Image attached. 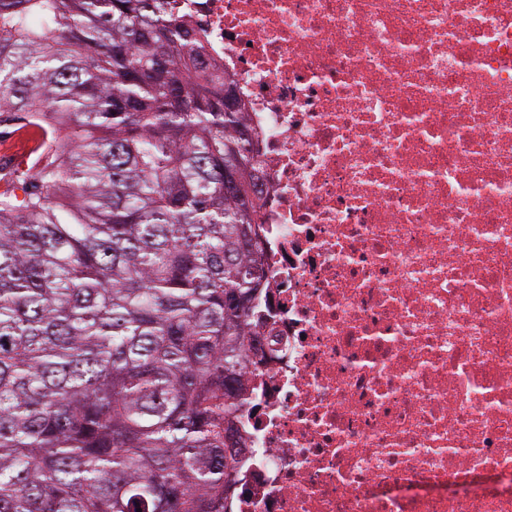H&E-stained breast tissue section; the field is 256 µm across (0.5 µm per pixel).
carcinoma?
Returning a JSON list of instances; mask_svg holds the SVG:
<instances>
[{"label": "carcinoma", "instance_id": "1", "mask_svg": "<svg viewBox=\"0 0 512 512\" xmlns=\"http://www.w3.org/2000/svg\"><path fill=\"white\" fill-rule=\"evenodd\" d=\"M176 0H0V512H233L269 285L233 86ZM41 130L36 126L30 125L27 121H15L9 125H0V162L11 163L15 158L29 155L30 159H35L43 148L36 152L29 150L30 143L34 134ZM42 133V132H41Z\"/></svg>", "mask_w": 512, "mask_h": 512}]
</instances>
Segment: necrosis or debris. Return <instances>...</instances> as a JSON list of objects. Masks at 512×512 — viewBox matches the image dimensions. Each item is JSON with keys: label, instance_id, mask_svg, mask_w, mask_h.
I'll list each match as a JSON object with an SVG mask.
<instances>
[{"label": "necrosis or debris", "instance_id": "1", "mask_svg": "<svg viewBox=\"0 0 512 512\" xmlns=\"http://www.w3.org/2000/svg\"><path fill=\"white\" fill-rule=\"evenodd\" d=\"M178 3L263 170L236 512H512V0Z\"/></svg>", "mask_w": 512, "mask_h": 512}]
</instances>
